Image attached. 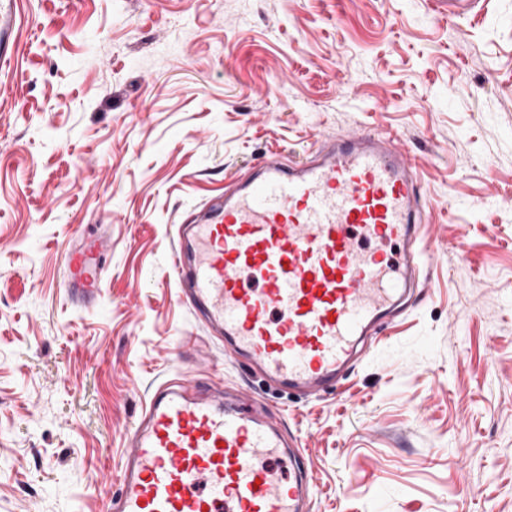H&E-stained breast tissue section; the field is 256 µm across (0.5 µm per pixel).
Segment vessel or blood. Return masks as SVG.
<instances>
[{"instance_id":"1","label":"vessel or blood","mask_w":512,"mask_h":512,"mask_svg":"<svg viewBox=\"0 0 512 512\" xmlns=\"http://www.w3.org/2000/svg\"><path fill=\"white\" fill-rule=\"evenodd\" d=\"M21 0H0V75L22 38ZM430 201L390 131L320 137L310 157L282 154L194 207L171 269L180 301L224 356L282 389L322 394L426 288L421 228ZM110 240L82 236L65 255L72 301L100 294ZM289 461L290 476L269 459ZM307 451L287 443L246 388L160 386L129 431L107 512H309ZM119 490H112V483Z\"/></svg>"}]
</instances>
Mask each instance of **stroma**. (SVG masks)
Here are the masks:
<instances>
[{"instance_id":"obj_1","label":"stroma","mask_w":512,"mask_h":512,"mask_svg":"<svg viewBox=\"0 0 512 512\" xmlns=\"http://www.w3.org/2000/svg\"><path fill=\"white\" fill-rule=\"evenodd\" d=\"M0 77V512H104L162 383L249 385L309 449L311 512H512V0H28ZM397 134L435 202L430 284L336 388L268 390L208 345L174 224L270 153ZM463 207L449 211V198ZM112 250L65 295L81 232ZM110 239L98 233L83 235L65 255V277L69 295L78 305H88L100 295L102 260Z\"/></svg>"}]
</instances>
